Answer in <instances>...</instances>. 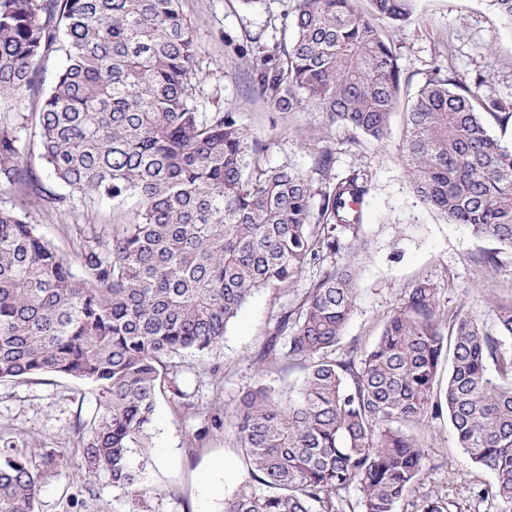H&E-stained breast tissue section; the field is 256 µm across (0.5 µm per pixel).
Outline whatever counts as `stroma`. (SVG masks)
<instances>
[{
	"label": "stroma",
	"mask_w": 512,
	"mask_h": 512,
	"mask_svg": "<svg viewBox=\"0 0 512 512\" xmlns=\"http://www.w3.org/2000/svg\"><path fill=\"white\" fill-rule=\"evenodd\" d=\"M291 3L182 0L202 59L199 99L205 111L241 113L252 138L266 148V166L313 176L314 186H321L313 175L314 156L328 145L336 154L333 175L363 170L369 192L359 236L367 240V252H357L350 236H343L341 251L326 256L323 265L308 267L288 292L261 290L249 298L223 343L173 357L181 393L159 397L149 443L135 455L146 465L141 496L112 485L104 475L89 476L82 465L77 425L99 406L93 384L58 375L0 381V440L36 459L50 450L58 458L41 477L35 512H221L225 496L249 479L236 432L239 398L255 381L270 330L285 307L317 280L321 266L354 260L360 268L355 308L336 349L340 355L371 347L408 289L425 280L435 285L445 313H466L488 325L494 302L512 298V248L477 238L466 226L423 208L396 150L407 101L433 66L453 70L466 83L484 74L482 95L512 96V27L490 0H417L411 19L397 27L376 17L395 48L403 84L388 137L352 145L343 129L326 127L313 106L270 110L250 84L245 61L224 44L228 35L240 44L250 36L264 43L282 35V14ZM306 133L314 135V142H302ZM134 208L131 202L115 209L106 202L87 206L78 201L73 209L53 214L29 210L28 220L59 254L73 260L81 250L74 224H108L131 217ZM491 250L498 253L493 266L484 260ZM262 365L268 383L279 390L297 386L304 377L299 362L284 357ZM419 436L429 467L398 512H414L413 501L427 493L446 496L450 512H496L477 494L490 474L461 452L447 415L428 416Z\"/></svg>",
	"instance_id": "1"
}]
</instances>
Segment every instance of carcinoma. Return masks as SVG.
Listing matches in <instances>:
<instances>
[{"label": "carcinoma", "mask_w": 512, "mask_h": 512, "mask_svg": "<svg viewBox=\"0 0 512 512\" xmlns=\"http://www.w3.org/2000/svg\"><path fill=\"white\" fill-rule=\"evenodd\" d=\"M290 40L238 44L253 87L271 108L306 101L348 141L381 142L401 69L391 42L356 0H293ZM408 21L416 0H372ZM59 60L42 87L41 63ZM199 48L181 0H0V190L48 214L64 196L46 190L18 133L38 130V159L58 183L91 202L136 203L133 217L102 229L73 225L80 273L36 225L0 209V380L39 374L87 380L99 408L82 429L90 475L139 496L143 447L159 396L179 394L168 359L202 352L260 289L286 292L320 253L350 235L356 249L367 178L351 170L315 189L288 167H265L263 144L238 112H201ZM434 67L403 113L397 150L413 195L451 224L512 247V146L485 116L512 124V97L484 98ZM33 99L29 111L18 105ZM325 147L314 170L325 176ZM359 270L320 272L270 331L261 360L303 362L298 389L277 391L259 367L236 421L249 475L260 485L224 500L222 512H396L426 470L415 429L447 412L457 443L494 480L478 496L512 512V299L491 327L441 310L436 288L414 285L375 344L336 358L355 306ZM448 378L439 385L442 362ZM494 363L498 376L488 377ZM0 447V512H35L43 470ZM416 512H450L426 494Z\"/></svg>", "instance_id": "1"}]
</instances>
